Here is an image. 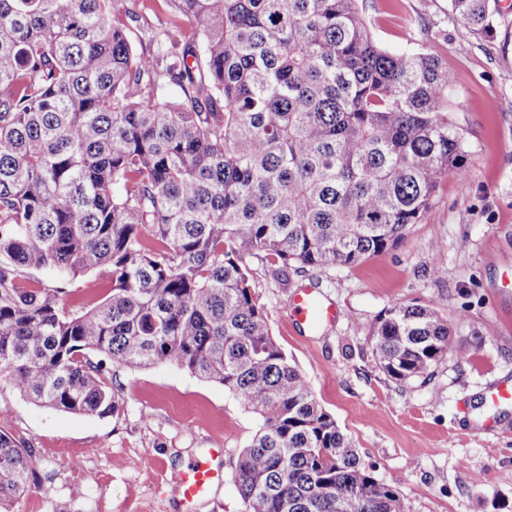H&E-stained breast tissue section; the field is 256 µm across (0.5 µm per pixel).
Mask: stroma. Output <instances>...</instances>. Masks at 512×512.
Here are the masks:
<instances>
[{"label":"stroma","instance_id":"35a3bbf8","mask_svg":"<svg viewBox=\"0 0 512 512\" xmlns=\"http://www.w3.org/2000/svg\"><path fill=\"white\" fill-rule=\"evenodd\" d=\"M491 6L493 34L475 36L448 0H360L371 35L389 52L445 62L452 117L467 144L464 179L442 180L405 241L352 267L291 274L286 287L270 262L244 260L274 338L363 462L400 490L404 512L512 508V403L496 410L494 432L479 428L482 397L512 376V10L501 0ZM134 10L126 33L136 51L155 53L150 36L164 29L191 34L166 0H135ZM307 286L338 310L332 325L313 332L290 314L296 289ZM437 298L470 358H447L410 382L390 379L373 360L369 325L392 304ZM107 378L120 409L97 417L33 404L0 377V430L39 459L13 512H182L167 485L197 459L224 481L194 512H241L235 463L260 416L171 363L112 365ZM219 445L223 455H213Z\"/></svg>","mask_w":512,"mask_h":512}]
</instances>
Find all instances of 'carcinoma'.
Returning a JSON list of instances; mask_svg holds the SVG:
<instances>
[{
	"instance_id": "obj_1",
	"label": "carcinoma",
	"mask_w": 512,
	"mask_h": 512,
	"mask_svg": "<svg viewBox=\"0 0 512 512\" xmlns=\"http://www.w3.org/2000/svg\"><path fill=\"white\" fill-rule=\"evenodd\" d=\"M448 2L470 33L495 30L489 0ZM179 11L199 44L168 30L144 55L115 0H0V372L34 403L104 417L120 396L103 359L173 363L263 419L235 465L241 512H398L274 339L243 260H272L286 288L401 244L465 177L447 67L382 48L359 0ZM103 269L108 294L66 310L63 283ZM41 270L59 285H19ZM443 311L379 314L378 368L405 383L467 359ZM37 465L0 432V512Z\"/></svg>"
}]
</instances>
